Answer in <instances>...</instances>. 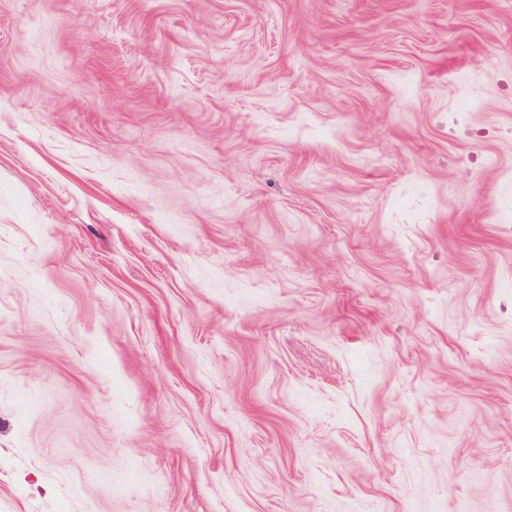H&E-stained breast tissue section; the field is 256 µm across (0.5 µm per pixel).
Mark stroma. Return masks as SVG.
Masks as SVG:
<instances>
[{
    "instance_id": "stroma-1",
    "label": "stroma",
    "mask_w": 512,
    "mask_h": 512,
    "mask_svg": "<svg viewBox=\"0 0 512 512\" xmlns=\"http://www.w3.org/2000/svg\"><path fill=\"white\" fill-rule=\"evenodd\" d=\"M0 512H512V0H0Z\"/></svg>"
}]
</instances>
